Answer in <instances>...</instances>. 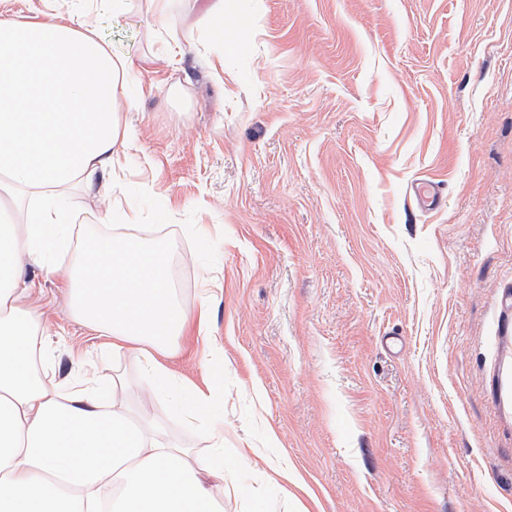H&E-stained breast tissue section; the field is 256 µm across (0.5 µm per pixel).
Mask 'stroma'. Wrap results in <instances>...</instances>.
Segmentation results:
<instances>
[{"instance_id": "1", "label": "stroma", "mask_w": 512, "mask_h": 512, "mask_svg": "<svg viewBox=\"0 0 512 512\" xmlns=\"http://www.w3.org/2000/svg\"><path fill=\"white\" fill-rule=\"evenodd\" d=\"M203 3L160 23L148 0H0L82 16L135 66L114 178L68 192L86 235L37 276L44 382L119 375L118 402L202 457L210 427L173 403L212 339L227 479L261 512H512V0H224L231 51ZM426 177L430 211L409 193ZM123 211L211 314L163 357L160 402L134 352L101 368L63 278ZM418 206L426 210L437 209L441 204V187L435 182H416L410 188Z\"/></svg>"}]
</instances>
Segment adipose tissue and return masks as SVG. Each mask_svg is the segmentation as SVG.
Returning <instances> with one entry per match:
<instances>
[{"mask_svg":"<svg viewBox=\"0 0 512 512\" xmlns=\"http://www.w3.org/2000/svg\"><path fill=\"white\" fill-rule=\"evenodd\" d=\"M127 63L89 31L58 20L0 19V512H223L224 418L200 391L183 389L180 415L207 420L213 443L193 457L165 437L148 411L108 403L99 380L51 390L34 363L45 359L46 326L31 301L29 269L51 273L50 252L81 227L63 204L74 184L112 177L128 138L114 104ZM35 198L23 222L5 219L16 190ZM132 245L108 244L84 281H73L80 322L112 336L113 353L137 345L163 399L171 374L155 357L188 321L169 284L167 257L138 227Z\"/></svg>","mask_w":512,"mask_h":512,"instance_id":"1","label":"adipose tissue"}]
</instances>
